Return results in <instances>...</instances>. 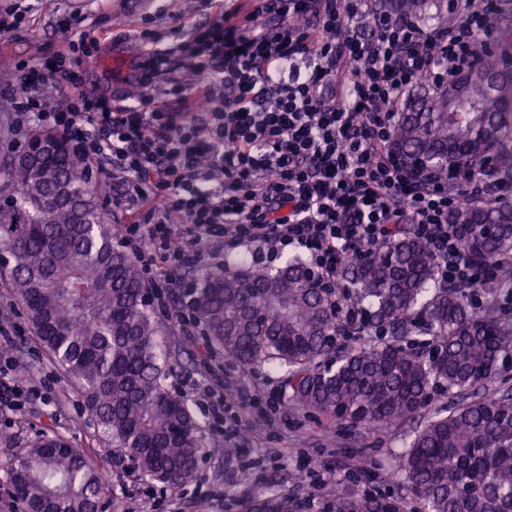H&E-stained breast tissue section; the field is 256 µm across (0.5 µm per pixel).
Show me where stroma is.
Instances as JSON below:
<instances>
[{
    "label": "stroma",
    "instance_id": "1",
    "mask_svg": "<svg viewBox=\"0 0 512 512\" xmlns=\"http://www.w3.org/2000/svg\"><path fill=\"white\" fill-rule=\"evenodd\" d=\"M29 22L0 38V70L19 59L49 57L63 49L61 19L84 18L100 43L94 66L80 73V88L91 97L134 103L150 71L153 47L167 46V30L179 24L186 37L239 0H26ZM154 34V46L140 39ZM163 338L179 362L166 386L191 400L210 446L192 482L176 488L134 473L127 457L106 449L81 388L34 338L24 308L0 284V380L34 387L18 411L0 409V512H20L11 475L17 461L43 434L64 435L102 471L103 512H239L245 493L287 494L292 512H324L345 481L358 490L400 494L405 481L395 455L409 441L410 427L380 430L327 426L319 415L298 411L281 389L283 367L261 363L242 373L231 361L206 352L200 327L174 308L155 309ZM264 415L265 425L247 431ZM246 430L225 450V430Z\"/></svg>",
    "mask_w": 512,
    "mask_h": 512
}]
</instances>
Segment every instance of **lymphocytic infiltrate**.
<instances>
[{"label": "lymphocytic infiltrate", "instance_id": "obj_1", "mask_svg": "<svg viewBox=\"0 0 512 512\" xmlns=\"http://www.w3.org/2000/svg\"><path fill=\"white\" fill-rule=\"evenodd\" d=\"M453 8L457 21L441 30L384 0H255L247 15L224 13L189 41L170 26L180 55L156 51L155 76L133 105L80 91L70 57L92 59L98 45L84 30L55 59L16 64L9 145L62 133L76 156L119 177L120 200L146 209L121 225L120 243L151 282L199 263L206 242L217 254L301 251L332 286L346 259L398 224L430 245L440 283L488 279L492 266L463 257L448 220L460 195L495 206L504 194L469 173L453 192L413 186L390 153L415 89L437 87L486 49L495 0ZM176 68L191 80L159 88ZM50 89L59 96L51 107Z\"/></svg>", "mask_w": 512, "mask_h": 512}]
</instances>
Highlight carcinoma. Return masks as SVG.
Returning <instances> with one entry per match:
<instances>
[{"label":"carcinoma","mask_w":512,"mask_h":512,"mask_svg":"<svg viewBox=\"0 0 512 512\" xmlns=\"http://www.w3.org/2000/svg\"><path fill=\"white\" fill-rule=\"evenodd\" d=\"M497 33L464 90L449 76L444 88L419 96L394 130L392 142L408 159L443 181L448 169L468 168L458 149L487 134L496 171L512 175V8L498 10ZM52 137L61 151L41 166L10 162L15 193L0 204L8 287L39 342L85 392L105 440L139 473L169 486L188 483L206 453L202 428L192 406L165 386L171 354L141 270L104 221L106 184L91 182L67 137ZM448 229L481 267L512 252V205L481 206L463 194ZM435 269L427 243L402 224L397 239L349 262L347 288L322 287L293 260L275 271L205 272L191 292L207 348L244 373L267 361L286 366L284 388L296 408L329 423L394 426L428 406L431 385L457 393L458 402L434 413L399 453L415 504L345 486L336 488L330 512H512V394L488 391L512 362V316L499 300L500 286L512 285V262L473 284L440 286ZM341 334L360 342L340 350ZM68 444L44 435L14 466L12 485L30 512H96L94 465ZM244 508L288 512V497L270 491Z\"/></svg>","instance_id":"cac0c4a2"}]
</instances>
